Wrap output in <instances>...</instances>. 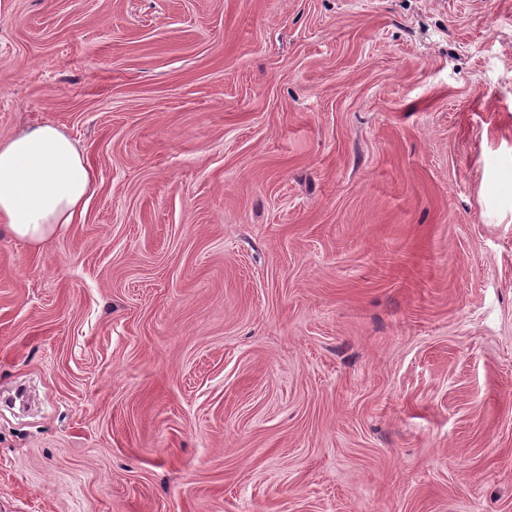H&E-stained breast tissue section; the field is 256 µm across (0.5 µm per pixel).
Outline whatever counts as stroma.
Here are the masks:
<instances>
[{"instance_id":"35a3bbf8","label":"stroma","mask_w":512,"mask_h":512,"mask_svg":"<svg viewBox=\"0 0 512 512\" xmlns=\"http://www.w3.org/2000/svg\"><path fill=\"white\" fill-rule=\"evenodd\" d=\"M0 512H512V0H0ZM94 183L84 153L52 123L0 138V224L33 249L66 231Z\"/></svg>"}]
</instances>
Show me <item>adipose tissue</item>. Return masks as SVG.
Returning a JSON list of instances; mask_svg holds the SVG:
<instances>
[{
    "instance_id": "adipose-tissue-1",
    "label": "adipose tissue",
    "mask_w": 512,
    "mask_h": 512,
    "mask_svg": "<svg viewBox=\"0 0 512 512\" xmlns=\"http://www.w3.org/2000/svg\"><path fill=\"white\" fill-rule=\"evenodd\" d=\"M94 182L84 153L54 124L0 138V225L31 248L66 231Z\"/></svg>"
}]
</instances>
